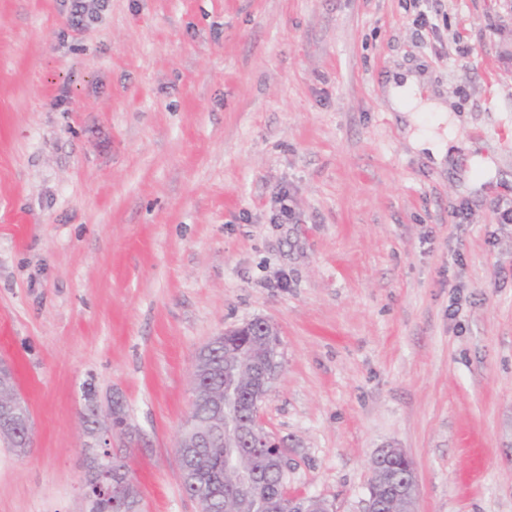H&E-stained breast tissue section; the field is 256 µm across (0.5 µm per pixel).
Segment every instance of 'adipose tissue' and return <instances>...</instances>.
I'll use <instances>...</instances> for the list:
<instances>
[{"label": "adipose tissue", "mask_w": 512, "mask_h": 512, "mask_svg": "<svg viewBox=\"0 0 512 512\" xmlns=\"http://www.w3.org/2000/svg\"><path fill=\"white\" fill-rule=\"evenodd\" d=\"M420 87L418 73L395 72L387 84V101L413 150L427 154L433 165L441 167L446 159L455 156L459 146L457 120L442 100H421ZM422 109L433 112L436 131L424 133L419 130L418 112Z\"/></svg>", "instance_id": "ef3b65f1"}]
</instances>
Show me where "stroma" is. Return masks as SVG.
I'll list each match as a JSON object with an SVG mask.
<instances>
[{"label":"stroma","instance_id":"stroma-1","mask_svg":"<svg viewBox=\"0 0 512 512\" xmlns=\"http://www.w3.org/2000/svg\"><path fill=\"white\" fill-rule=\"evenodd\" d=\"M405 68L459 120L452 169L385 104ZM510 206L512 0H107L80 32L0 0V361L33 422L0 512H84L89 384L141 512H200L194 358L254 318L289 497L364 512L399 448L418 512H512ZM386 451L391 452L394 455L385 459L383 462L387 463V469L390 471L392 476L396 477L398 480H401L404 477V473L406 471V464L401 457L396 456V455H401L407 461V471L409 474L408 480L411 484V491L407 498L408 499V508H407V510L402 511V512H417L416 499L414 498V488H415V484L417 482V478H416L415 465H414L413 461L411 459L407 458L405 455L401 454L398 451V448H385L384 450L381 449L377 452V454L375 455V457L372 460V466L374 465V462L380 457V455Z\"/></svg>","mask_w":512,"mask_h":512}]
</instances>
